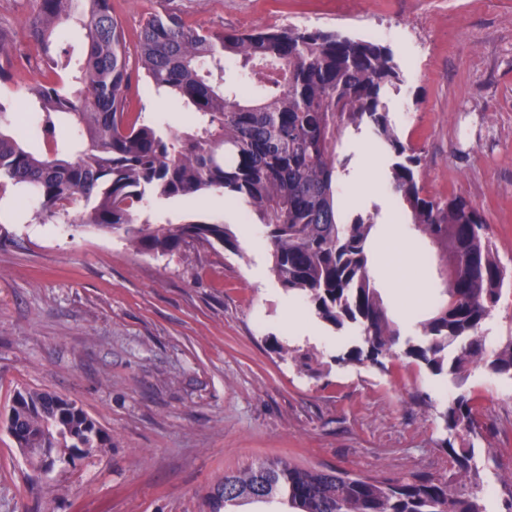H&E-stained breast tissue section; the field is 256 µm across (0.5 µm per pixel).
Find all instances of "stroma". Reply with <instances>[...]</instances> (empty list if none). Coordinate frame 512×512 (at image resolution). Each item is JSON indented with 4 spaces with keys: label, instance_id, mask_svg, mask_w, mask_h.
Listing matches in <instances>:
<instances>
[{
    "label": "stroma",
    "instance_id": "35a3bbf8",
    "mask_svg": "<svg viewBox=\"0 0 512 512\" xmlns=\"http://www.w3.org/2000/svg\"><path fill=\"white\" fill-rule=\"evenodd\" d=\"M188 24L246 32L295 26L377 40L401 80L387 95L402 141L422 152L420 184L434 199L462 196L487 220L512 277V0H112L128 47L163 9ZM36 65L0 86L17 123L34 127L25 86ZM132 111L180 130L145 77ZM349 173L343 212L374 217L369 261L401 342L422 339L445 266L389 189L392 159L370 132L338 147ZM36 201L0 182V410L21 389L79 401L111 448L36 476L0 427V512H209L225 473L264 458L398 480L459 479L441 418L456 391L396 353L383 365L341 363L362 345L274 277L268 242L233 199L204 192L150 204L154 224L229 225L238 252L190 243L185 253L136 252L124 234L66 220L39 223ZM316 353L317 374L288 349ZM481 438L475 463L488 512L512 483V378L470 370Z\"/></svg>",
    "mask_w": 512,
    "mask_h": 512
}]
</instances>
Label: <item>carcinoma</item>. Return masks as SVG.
<instances>
[{
  "mask_svg": "<svg viewBox=\"0 0 512 512\" xmlns=\"http://www.w3.org/2000/svg\"><path fill=\"white\" fill-rule=\"evenodd\" d=\"M31 2L27 36L43 69L26 96L51 148L47 154L28 150L26 133L11 126L0 101V178L37 198V218L67 217L79 199L83 206L72 221L122 232L141 252L163 256L194 241L236 252L235 234L219 222L139 220L150 198L229 195L262 226L281 286L332 327L360 329L364 346L336 362L381 366L394 353L400 329L369 266L374 217L345 215L336 200L347 167L337 143L349 129L368 128L394 157L389 185L411 224L449 262L443 299L422 322L424 341L407 344L405 355L435 376L451 375L459 387L478 364L512 377V336L489 352L480 334L505 279L487 222L464 197L438 201L423 194L421 152L401 140L387 111L386 90L401 81L387 47L297 27L217 32L166 10L145 20L132 54L112 0ZM68 22L85 36L74 70L69 51H56L58 28ZM226 59L239 60L256 82L226 88ZM16 68L10 30L0 22V84L11 82ZM134 72L195 113L194 125L163 135L160 126L131 116ZM64 120L80 138L75 148L57 139ZM442 418L445 428L466 433L445 445L458 470L473 475L467 484L427 475L379 480L266 458L224 474L209 498L211 512H235L245 499L284 500L291 512H487L477 496L478 471L470 466L478 435L471 393L461 389ZM11 421L17 447L48 448L58 466L74 448L91 455L112 447L110 435L77 400L48 390L18 393Z\"/></svg>",
  "mask_w": 512,
  "mask_h": 512,
  "instance_id": "1",
  "label": "carcinoma"
}]
</instances>
